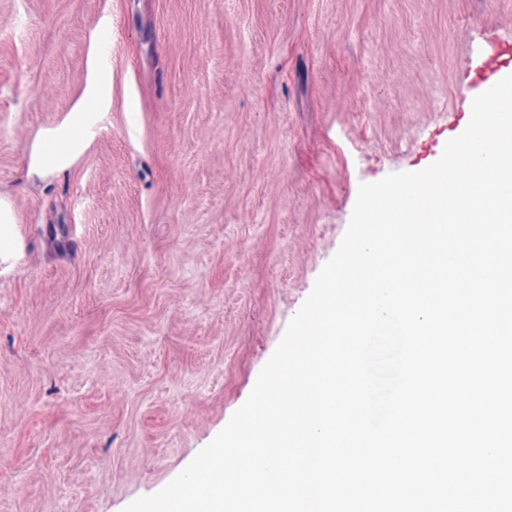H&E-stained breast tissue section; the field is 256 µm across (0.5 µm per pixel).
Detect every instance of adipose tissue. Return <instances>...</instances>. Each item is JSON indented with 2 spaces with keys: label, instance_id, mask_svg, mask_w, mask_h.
Instances as JSON below:
<instances>
[{
  "label": "adipose tissue",
  "instance_id": "1",
  "mask_svg": "<svg viewBox=\"0 0 512 512\" xmlns=\"http://www.w3.org/2000/svg\"><path fill=\"white\" fill-rule=\"evenodd\" d=\"M108 79L99 77L86 99L59 124L42 131L35 142L29 174L49 177L66 171L84 150L107 100Z\"/></svg>",
  "mask_w": 512,
  "mask_h": 512
}]
</instances>
